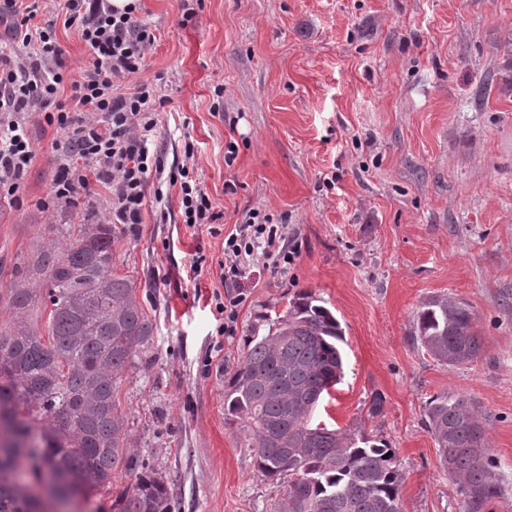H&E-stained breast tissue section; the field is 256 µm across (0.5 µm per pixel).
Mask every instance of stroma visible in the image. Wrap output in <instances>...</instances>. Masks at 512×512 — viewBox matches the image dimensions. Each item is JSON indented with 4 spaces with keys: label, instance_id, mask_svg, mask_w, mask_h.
<instances>
[{
    "label": "stroma",
    "instance_id": "1",
    "mask_svg": "<svg viewBox=\"0 0 512 512\" xmlns=\"http://www.w3.org/2000/svg\"><path fill=\"white\" fill-rule=\"evenodd\" d=\"M38 5L33 25L53 27L65 51L66 105L89 53L63 0ZM135 14L156 40L117 88L154 85L165 101L154 148L169 166L193 141L189 161L224 219L183 224L175 186L163 203L147 196L138 224H112L102 184L50 201L66 135L30 115L35 159L19 203L0 204V294L61 225L111 223L117 271L157 324L149 357L119 383L120 409L174 512H275L286 485L225 424L224 376L246 336L267 334L303 291L344 331V378L313 423L393 448L402 512H462L423 417L434 395L467 396L486 414L502 484L484 512H512V0H136ZM252 209L284 225L299 256L284 275L247 270L228 338L218 262ZM435 295L474 311L484 354L470 365L442 366L417 342L415 315Z\"/></svg>",
    "mask_w": 512,
    "mask_h": 512
}]
</instances>
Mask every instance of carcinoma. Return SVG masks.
I'll list each match as a JSON object with an SVG mask.
<instances>
[{"instance_id": "carcinoma-1", "label": "carcinoma", "mask_w": 512, "mask_h": 512, "mask_svg": "<svg viewBox=\"0 0 512 512\" xmlns=\"http://www.w3.org/2000/svg\"><path fill=\"white\" fill-rule=\"evenodd\" d=\"M60 234L63 246L39 250V282L17 271L7 288L14 321L0 329V420L11 439L0 446V512H41L80 487L96 494L132 468L115 392L122 373L151 349L157 326L130 279L116 273L112 225L62 227ZM39 304L50 306L46 340L28 323ZM416 338L446 367L482 355L475 314L450 297L422 303ZM341 342L336 316L304 292L267 335L246 337L241 360L224 377V422L248 436L266 479L288 480L279 512H401L392 448L311 422L342 378ZM424 417L463 512H482L501 488L476 403L436 395ZM97 512L173 510L164 479L147 470Z\"/></svg>"}]
</instances>
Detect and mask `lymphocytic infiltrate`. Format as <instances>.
Wrapping results in <instances>:
<instances>
[{"label": "lymphocytic infiltrate", "mask_w": 512, "mask_h": 512, "mask_svg": "<svg viewBox=\"0 0 512 512\" xmlns=\"http://www.w3.org/2000/svg\"><path fill=\"white\" fill-rule=\"evenodd\" d=\"M7 13L0 17V201H16L20 181L30 167L34 149L26 129V115L42 114L47 124L70 134L71 149L58 164L50 197L71 201L88 190L90 178L112 192V218L119 224H138L147 194L163 200L162 189H149L151 174H166L169 184L181 192V217L195 224L220 220L213 202L194 176L188 161L193 144H185L186 164L165 167L151 150L158 114L164 106L152 84H140L130 94L115 93V82L138 73L155 36L138 21L133 9L112 8L109 0H66L67 21L78 24L91 64L81 80L72 84V104L57 101L64 82V51L52 28H32L36 0L18 6L4 0ZM298 248L288 241L283 225L268 215L249 210L242 224L224 238L222 276L229 289L216 310L224 317L218 332L235 335L239 307V278L255 262L262 261L280 272L294 264Z\"/></svg>", "instance_id": "f902f5d3"}]
</instances>
